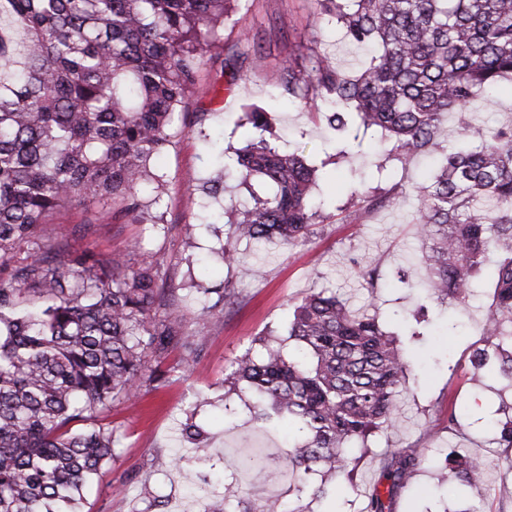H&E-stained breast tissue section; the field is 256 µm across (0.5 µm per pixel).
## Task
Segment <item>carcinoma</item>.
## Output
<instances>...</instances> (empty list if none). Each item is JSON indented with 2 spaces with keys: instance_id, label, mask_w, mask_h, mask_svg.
Here are the masks:
<instances>
[{
  "instance_id": "cac0c4a2",
  "label": "carcinoma",
  "mask_w": 512,
  "mask_h": 512,
  "mask_svg": "<svg viewBox=\"0 0 512 512\" xmlns=\"http://www.w3.org/2000/svg\"><path fill=\"white\" fill-rule=\"evenodd\" d=\"M314 2L364 60L350 73L318 55L303 74L290 51L282 59L289 97L336 132L356 113L391 140L402 163L436 145L448 115L459 117L461 143L448 146L430 182L410 191L412 223L437 298L462 303L488 279L485 340L469 362L512 383V352L501 342L512 336V125L484 130L466 118L512 82V0ZM231 9V0H0V18L23 34L21 70L0 80V512H76L83 489L115 454L113 431L95 424L97 414L145 383L163 384L165 372L147 364L146 351L161 358L174 344L188 346L185 314L170 303L154 257L136 267L119 254L104 262L41 230L72 205L96 206L91 223L110 224L159 204L162 184L148 196L139 187L172 144ZM246 117L262 133L273 112L253 106ZM234 166L241 184L259 177L273 192L229 202L231 238L310 241L326 216L313 200L317 169L302 150L260 136L236 151ZM402 194L397 184L356 188L348 218L364 223ZM492 250L498 259L485 275ZM287 334L298 354L269 348L257 360L247 350L225 382L247 394L250 422L270 430L294 422L303 437L288 451V468L323 500L333 488L312 476L353 480L345 446L396 426L406 365L375 316L329 289L294 304ZM182 436L192 459L211 460L199 428L186 423ZM419 463L414 448L392 453L388 485L374 489L366 512H393L396 491ZM445 467L470 487L483 474L481 459L457 450ZM235 486L230 474L217 490L202 487V512H304L278 495L242 497Z\"/></svg>"
}]
</instances>
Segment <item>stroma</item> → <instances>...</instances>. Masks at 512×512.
Instances as JSON below:
<instances>
[{
  "label": "stroma",
  "mask_w": 512,
  "mask_h": 512,
  "mask_svg": "<svg viewBox=\"0 0 512 512\" xmlns=\"http://www.w3.org/2000/svg\"><path fill=\"white\" fill-rule=\"evenodd\" d=\"M256 38L243 42L240 30ZM328 56L346 70H355L358 55L341 38L334 23L318 19L314 0H240L222 32L220 57L204 60L194 93L177 121L178 134L151 168L163 180L162 200L153 209L157 225L123 219L87 227L92 209L72 206L53 218L48 233L68 239L73 250L91 249L102 257L130 252L132 261L153 254L161 278L174 288L187 318L185 337L196 346L169 349L159 363L167 380L160 387L144 386L135 402L116 398L98 415L112 427L117 448L112 461L85 489L79 512H199L194 492L204 477L233 471L249 495L267 488L268 475L278 478L285 500L310 512H363L367 495L382 476L388 454L399 448L417 449L421 465L399 490L396 512H461L478 506L482 512H512V450L496 444L495 424L512 404V388L490 375L472 380L469 357L483 339L491 291L477 289L466 305L428 298L419 265L421 242L411 224L412 201L400 198L365 224L349 223L346 206L353 186L367 189L399 182L412 187L435 166L438 152L397 161L390 144L375 130H363L358 117L350 133L361 145L344 159H335L339 143L325 123L312 119L300 101L282 94L280 60L288 49ZM239 79L228 84L227 75ZM273 107L276 118L268 140L292 150L304 148L309 162L321 167L324 178L315 191L325 202L327 219L305 244L261 248L239 241L238 261L224 265L216 250L230 230L225 217L204 205L202 188L213 175V162L233 155L248 137L246 107ZM483 127L512 123V84L504 83L471 112ZM377 280H370V270ZM235 297L221 302L225 283ZM329 288L353 308L377 314L386 331L397 338L408 370L397 400L395 428L353 443L348 455L359 458L354 480L333 478L335 492L323 502L299 491L288 471L287 449L274 432L249 429L246 414L236 426L224 422L225 405L239 406L228 393L224 377L245 351L260 353L256 341L274 333L284 352H295L286 340L292 304L311 291ZM210 312H203V305ZM456 404L458 424L449 427V404ZM194 417L210 434L212 463L178 461L187 445L181 437L186 417ZM479 457L485 478L476 489L460 490L444 465L450 450ZM273 458L271 474L239 469L246 454Z\"/></svg>",
  "instance_id": "1"
}]
</instances>
